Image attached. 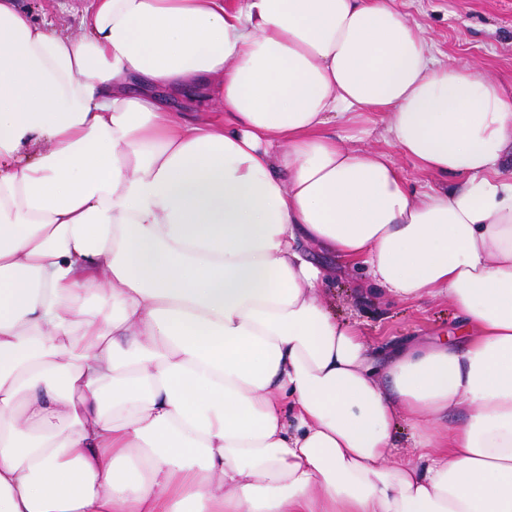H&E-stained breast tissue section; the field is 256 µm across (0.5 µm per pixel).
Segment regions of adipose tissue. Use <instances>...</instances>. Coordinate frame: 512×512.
Here are the masks:
<instances>
[{"instance_id": "adipose-tissue-1", "label": "adipose tissue", "mask_w": 512, "mask_h": 512, "mask_svg": "<svg viewBox=\"0 0 512 512\" xmlns=\"http://www.w3.org/2000/svg\"><path fill=\"white\" fill-rule=\"evenodd\" d=\"M394 2L0 0V512H512V91ZM307 244L464 341L375 370ZM18 4L35 21L66 34H77L90 0H19ZM363 127L360 125H342L336 124L331 126L328 130L330 133H335L343 138L348 146L367 147V148H384L392 157V160L404 171L406 179L410 188L419 189L426 182L439 188L455 189L458 186V179H443L438 177L425 176L417 172L411 164L394 148L385 145L377 132L366 133L363 132Z\"/></svg>"}]
</instances>
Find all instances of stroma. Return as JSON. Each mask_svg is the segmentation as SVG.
I'll use <instances>...</instances> for the list:
<instances>
[{
  "label": "stroma",
  "instance_id": "obj_1",
  "mask_svg": "<svg viewBox=\"0 0 512 512\" xmlns=\"http://www.w3.org/2000/svg\"><path fill=\"white\" fill-rule=\"evenodd\" d=\"M90 0H18L35 21L66 33H79ZM435 51L473 67L479 74L512 87V0H395ZM330 272L325 293L337 318L361 325L377 367H385L393 346L419 338L437 340L456 330L447 300L375 303L360 298L361 272L335 256L313 252Z\"/></svg>",
  "mask_w": 512,
  "mask_h": 512
}]
</instances>
